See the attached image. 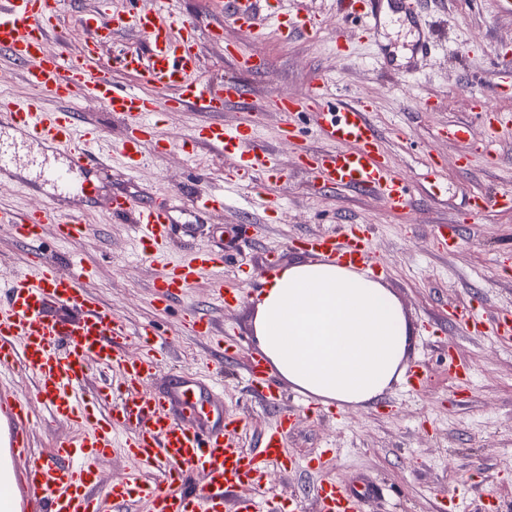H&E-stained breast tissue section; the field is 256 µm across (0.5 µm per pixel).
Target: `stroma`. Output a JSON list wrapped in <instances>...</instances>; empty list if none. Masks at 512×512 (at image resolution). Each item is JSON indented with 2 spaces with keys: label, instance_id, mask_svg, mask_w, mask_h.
<instances>
[{
  "label": "stroma",
  "instance_id": "stroma-1",
  "mask_svg": "<svg viewBox=\"0 0 512 512\" xmlns=\"http://www.w3.org/2000/svg\"><path fill=\"white\" fill-rule=\"evenodd\" d=\"M178 17L196 22L201 43L199 74L203 84L227 79L245 84V103L227 107L224 121L247 123L260 113L257 136L269 144L286 178H255L227 185L229 164L205 153L190 157L172 150L158 153L154 141L143 146L144 163L130 173L113 160L108 175L96 180L93 196L76 201L88 213L85 238L63 241L45 226L39 243L22 241L12 225L0 224V280L26 268L29 254L64 261L80 254L94 272L89 292L112 307L113 318L129 328L149 322L166 340L163 368L148 381L162 388L179 372L209 374L222 366L216 396L225 414L242 420L239 439L256 450L263 432L282 414L293 416L286 441L295 468L271 467L261 491L277 496L288 512H315V491L322 478L350 486L369 482L379 492L364 503L365 512H512V344L448 321L450 308L465 306L480 318L512 312V208L470 211L472 195L512 189V137L486 146L484 126L474 116L476 101L485 100L512 116V87L499 88L498 58L512 57V0H423L424 25L382 23L375 38H361L355 22L343 15L337 0H283L284 8L300 6L318 16L321 30L284 40L276 36L246 39L227 22L224 0H144ZM126 0H63L59 35L50 50L77 54L86 31L74 17L95 19L122 10ZM344 34L348 55L336 50ZM429 35L435 53L422 59L411 51L414 41ZM237 45L267 63L265 72L245 74L226 58L224 47ZM325 77L340 98L370 100V119L394 169L412 187L415 206L388 211L373 196L340 189L314 190L307 173L297 167L300 145L322 147L314 126L316 114L297 122L305 141L279 135L281 113L265 108L273 93L304 91L316 77ZM463 126L459 140H442L439 130ZM28 162L0 172V206L23 210L53 202L49 187L38 178L39 163L51 158L48 147L32 145ZM437 160L447 192L426 191V166ZM202 186L224 192L232 204L201 213L183 202L176 213L171 242L160 257H141L130 221L113 218L108 203L124 194L153 203ZM281 198L278 212L263 211L257 188ZM355 221L372 227L371 245L385 268L382 282L399 300L411 327L407 368H422L421 383L408 376L365 407L342 410L299 395L288 381L280 405L269 406L250 393L248 368L259 355L253 334L257 299L252 289L269 252L280 264L303 260L293 241L321 234ZM456 229L452 250L440 249L435 237ZM207 247L232 255L246 250L249 266L239 272L230 264L200 275L187 293L168 307L154 300V285L164 264ZM240 285L239 298L223 303L217 281ZM208 317L221 344L206 343L187 327L191 315ZM229 348L222 358L220 348ZM468 373L467 384L457 381ZM331 455L323 469L309 467L322 450Z\"/></svg>",
  "mask_w": 512,
  "mask_h": 512
}]
</instances>
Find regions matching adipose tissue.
Segmentation results:
<instances>
[{
	"mask_svg": "<svg viewBox=\"0 0 512 512\" xmlns=\"http://www.w3.org/2000/svg\"><path fill=\"white\" fill-rule=\"evenodd\" d=\"M254 334L271 367L300 392L351 408L400 377L410 330L398 300L373 275L307 261L265 280Z\"/></svg>",
	"mask_w": 512,
	"mask_h": 512,
	"instance_id": "obj_1",
	"label": "adipose tissue"
}]
</instances>
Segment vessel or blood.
Masks as SVG:
<instances>
[{
  "label": "vessel or blood",
  "mask_w": 512,
  "mask_h": 512,
  "mask_svg": "<svg viewBox=\"0 0 512 512\" xmlns=\"http://www.w3.org/2000/svg\"><path fill=\"white\" fill-rule=\"evenodd\" d=\"M380 0H355L352 15L361 20L359 31L374 38L381 24ZM227 18L250 39L264 37L263 16H272L281 38L313 34L320 26L311 15L282 10L279 0H226ZM59 0H0V51L23 69L27 93L22 97L0 93V117L19 132L12 145L0 143V170L16 164L31 143L62 154V165L45 164L40 177L57 197L92 195L88 173L108 167L120 154L129 171L143 163L141 148L154 139L156 116L186 104L210 114V121L191 134L156 141L159 150L181 149L195 155L205 148L212 158H228L238 175L261 174L270 180L282 172L273 152L244 126L225 123L228 104L246 99L248 88L228 80L202 87L198 80L200 45L194 24L160 7L105 17L85 41L82 55L48 51L46 45L59 25ZM133 31L146 43L145 52L125 54L122 69L136 75L139 86L124 89L112 80L109 65L97 63L100 34ZM172 87L181 93L161 98ZM325 81L312 82L291 97L271 96L274 110L283 115L313 112L323 149L302 148L298 159L315 187L344 188L377 197L392 212L411 209L412 190L391 168L377 130L369 119L370 101L358 98L329 103ZM60 102L57 110L44 101ZM92 98L122 120L126 134L112 142L97 127L81 124L73 102ZM476 111L486 116V138L494 142L512 135V121L484 101ZM223 194L201 190L191 199L200 212L223 209ZM112 216H133L144 254L160 250L174 222L172 206L139 207L129 197L113 196ZM0 223L15 225L19 237L34 242L44 225H53L59 239L75 241L86 234L83 213L44 205L24 212L0 210ZM307 252L351 267L371 266V244L363 224L345 225L340 234L302 238ZM222 253L197 249L189 262L169 267L157 282L161 302L183 295L200 272L223 264ZM92 272L78 254L59 266L34 254L28 271L0 284V374L22 369L33 375L31 391L0 387V502L20 495L40 512H120L139 503L147 512H258L257 501L226 502L225 491L236 486L258 489L270 467L285 466L292 458L286 448L291 415H283L264 436L258 451L240 448L227 439L240 420L225 415L215 402L217 383L188 373L171 380L164 391L145 390L163 365V342L154 325L130 331L112 316V308L87 291L83 282ZM462 322L483 336L512 342V316L484 320L460 310ZM143 349L139 357L125 354L130 334ZM112 371L94 396L83 385L91 366ZM252 392L265 404L281 400L279 386L263 359L249 366ZM48 419L71 427L72 434L49 453H36L31 444L35 421ZM131 458L134 469L100 488L98 462L112 453ZM203 474L202 486L192 485L193 474ZM362 488H342L333 480L317 490L320 512H359Z\"/></svg>",
  "instance_id": "obj_1"
}]
</instances>
